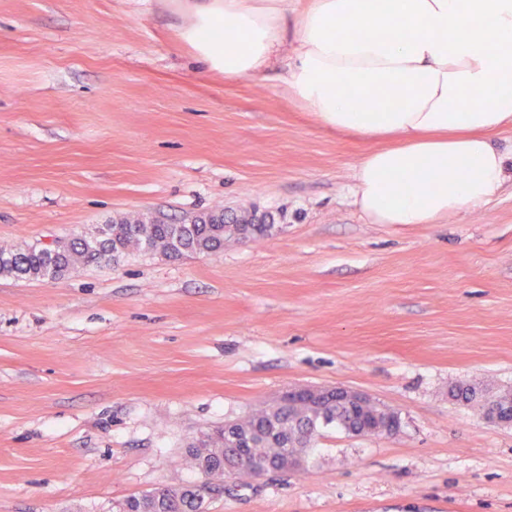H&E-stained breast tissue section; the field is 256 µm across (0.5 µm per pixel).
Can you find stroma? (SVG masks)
I'll list each match as a JSON object with an SVG mask.
<instances>
[{"instance_id":"1","label":"stroma","mask_w":512,"mask_h":512,"mask_svg":"<svg viewBox=\"0 0 512 512\" xmlns=\"http://www.w3.org/2000/svg\"><path fill=\"white\" fill-rule=\"evenodd\" d=\"M188 0H0V247L223 207L272 234L179 260L125 251L0 274V512H118L200 481V433L291 387L396 408L324 430L306 472L228 476L206 512H512V427L449 398L512 391V183L443 224H370L371 141L323 128L279 73L224 78Z\"/></svg>"}]
</instances>
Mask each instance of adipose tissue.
<instances>
[{"label":"adipose tissue","instance_id":"ef3b65f1","mask_svg":"<svg viewBox=\"0 0 512 512\" xmlns=\"http://www.w3.org/2000/svg\"><path fill=\"white\" fill-rule=\"evenodd\" d=\"M198 0L182 32L210 70H284L328 130L380 141L353 166L374 224H442L512 175L490 139L512 127V0Z\"/></svg>","mask_w":512,"mask_h":512}]
</instances>
